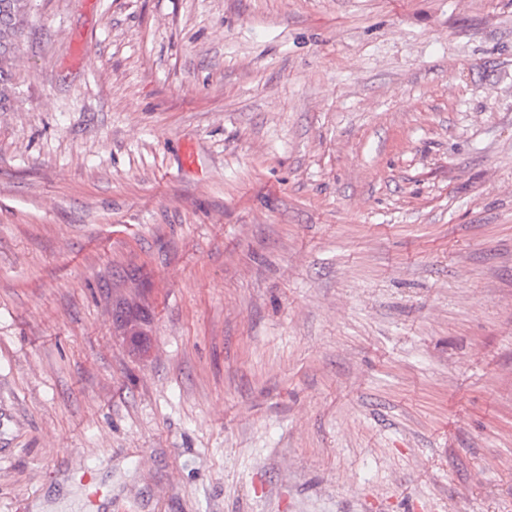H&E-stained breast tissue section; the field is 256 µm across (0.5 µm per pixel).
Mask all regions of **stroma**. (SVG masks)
I'll return each instance as SVG.
<instances>
[{"mask_svg": "<svg viewBox=\"0 0 512 512\" xmlns=\"http://www.w3.org/2000/svg\"><path fill=\"white\" fill-rule=\"evenodd\" d=\"M13 71L0 512H512V0H28Z\"/></svg>", "mask_w": 512, "mask_h": 512, "instance_id": "1", "label": "stroma"}]
</instances>
